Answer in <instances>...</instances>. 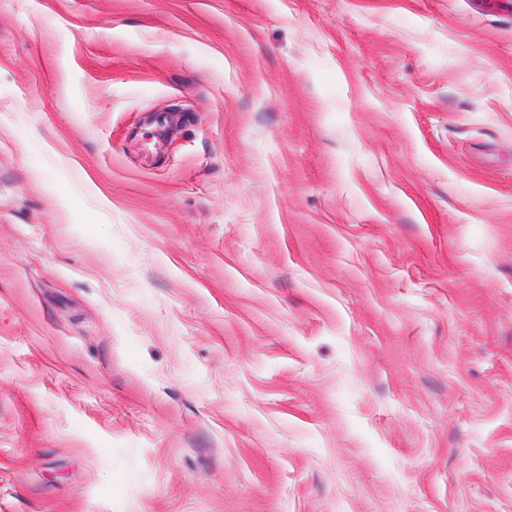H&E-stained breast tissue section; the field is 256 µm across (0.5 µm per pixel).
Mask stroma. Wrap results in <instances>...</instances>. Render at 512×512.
<instances>
[{"label": "stroma", "mask_w": 512, "mask_h": 512, "mask_svg": "<svg viewBox=\"0 0 512 512\" xmlns=\"http://www.w3.org/2000/svg\"><path fill=\"white\" fill-rule=\"evenodd\" d=\"M0 512H512V0H0Z\"/></svg>", "instance_id": "35a3bbf8"}]
</instances>
